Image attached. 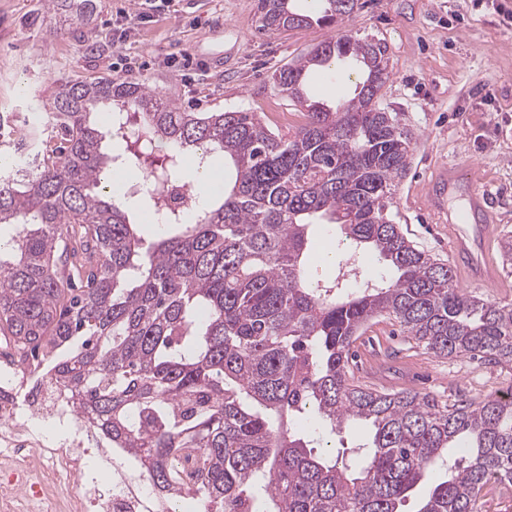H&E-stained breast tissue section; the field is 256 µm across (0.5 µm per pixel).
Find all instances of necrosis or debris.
I'll return each mask as SVG.
<instances>
[{"instance_id":"1","label":"necrosis or debris","mask_w":512,"mask_h":512,"mask_svg":"<svg viewBox=\"0 0 512 512\" xmlns=\"http://www.w3.org/2000/svg\"><path fill=\"white\" fill-rule=\"evenodd\" d=\"M133 471L75 415L49 360L0 337V512H160Z\"/></svg>"}]
</instances>
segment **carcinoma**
I'll return each instance as SVG.
<instances>
[{
	"label": "carcinoma",
	"instance_id": "1",
	"mask_svg": "<svg viewBox=\"0 0 512 512\" xmlns=\"http://www.w3.org/2000/svg\"><path fill=\"white\" fill-rule=\"evenodd\" d=\"M295 0H258L262 28L308 26ZM318 21H343L358 0H323ZM98 0H46L93 38ZM386 47L345 34L273 74L301 107L284 136L255 112H182L138 81L58 85L47 112L60 143L35 168L0 165V334L23 356L50 357L78 416L112 438L168 503L201 512H475L488 480L512 483V385L474 404L355 383V336L387 315L438 358L512 367V303L468 295L451 268L394 223L393 181L411 132L378 104ZM336 59L365 74L334 110L304 93L307 71ZM112 119L140 115L141 147H169L146 209L170 230L149 246L102 185ZM224 157L231 176L203 207L164 204L182 159ZM339 226L336 275L306 274L312 227ZM386 264L393 275L363 278ZM310 414L336 434L371 428L359 462L291 424ZM450 448L466 455L452 459Z\"/></svg>",
	"mask_w": 512,
	"mask_h": 512
}]
</instances>
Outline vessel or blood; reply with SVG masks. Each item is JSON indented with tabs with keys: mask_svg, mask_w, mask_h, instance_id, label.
Returning a JSON list of instances; mask_svg holds the SVG:
<instances>
[{
	"mask_svg": "<svg viewBox=\"0 0 512 512\" xmlns=\"http://www.w3.org/2000/svg\"><path fill=\"white\" fill-rule=\"evenodd\" d=\"M460 195L465 198L462 207L451 209L450 201ZM428 203L434 212L447 216L453 256L469 280L494 283L497 274L484 252L485 241L492 232L487 194L469 189L451 169L435 180Z\"/></svg>",
	"mask_w": 512,
	"mask_h": 512,
	"instance_id": "obj_1",
	"label": "vessel or blood"
}]
</instances>
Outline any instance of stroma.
I'll return each mask as SVG.
<instances>
[{
	"instance_id": "1",
	"label": "stroma",
	"mask_w": 512,
	"mask_h": 512,
	"mask_svg": "<svg viewBox=\"0 0 512 512\" xmlns=\"http://www.w3.org/2000/svg\"><path fill=\"white\" fill-rule=\"evenodd\" d=\"M349 20L283 32L260 28L257 0H100L94 41L69 26L51 32L44 0H0V142L9 153L44 128L43 105L62 82L86 76L138 79L189 112L261 113L283 134L293 107L272 75L321 42L349 33L387 48L389 78L380 104L413 137L405 174L393 182L392 216L419 248L451 263L448 225L428 206L440 171L477 179L494 201L487 252L496 287L455 283L463 292L512 303V269L501 243L512 236V0H359ZM140 13L137 22L128 16ZM356 71L313 69L310 97L336 107ZM350 368L367 387L410 389L442 402L496 395L512 370L479 359L438 358L393 319L379 317L351 348Z\"/></svg>"
}]
</instances>
